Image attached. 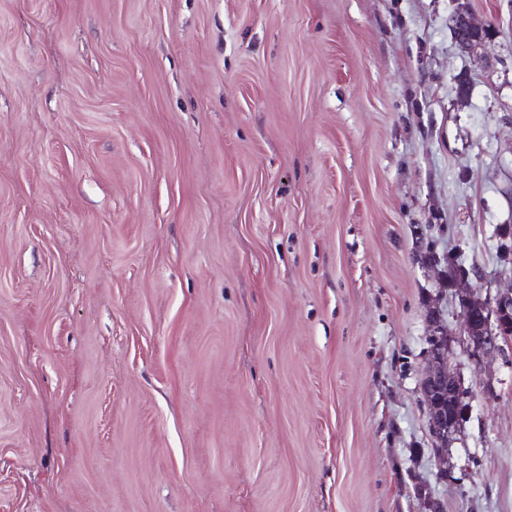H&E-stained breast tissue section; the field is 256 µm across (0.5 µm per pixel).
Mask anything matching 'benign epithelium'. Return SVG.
Masks as SVG:
<instances>
[{"mask_svg":"<svg viewBox=\"0 0 512 512\" xmlns=\"http://www.w3.org/2000/svg\"><path fill=\"white\" fill-rule=\"evenodd\" d=\"M452 31L464 50L475 51L489 39V30L463 10L456 12ZM463 333L478 359L500 351V340L512 334V290L484 299L468 297L463 303ZM441 336V330L434 331L438 341L428 350V368L420 391L429 414L430 437L435 447L446 448L458 431V408L466 392L449 365V348L439 340Z\"/></svg>","mask_w":512,"mask_h":512,"instance_id":"1","label":"benign epithelium"}]
</instances>
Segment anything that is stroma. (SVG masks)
<instances>
[{
	"label": "stroma",
	"instance_id": "35a3bbf8",
	"mask_svg": "<svg viewBox=\"0 0 512 512\" xmlns=\"http://www.w3.org/2000/svg\"><path fill=\"white\" fill-rule=\"evenodd\" d=\"M507 244L512 0H0V512H512ZM452 31L456 43L464 50L475 51L489 39V30L476 24L463 10L456 12ZM511 309L512 289L484 299L469 296L463 303V333L477 360L500 351V340L511 336ZM428 338V345L433 344ZM449 347L437 339L428 350V368L421 383L423 403L429 414V434L436 448H447L459 425L458 408L466 392L448 362Z\"/></svg>",
	"mask_w": 512,
	"mask_h": 512
}]
</instances>
